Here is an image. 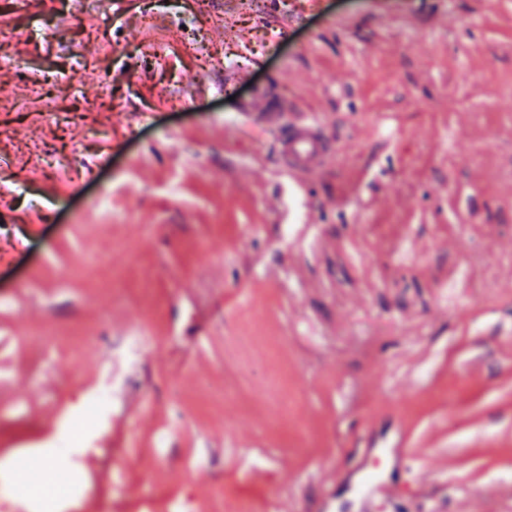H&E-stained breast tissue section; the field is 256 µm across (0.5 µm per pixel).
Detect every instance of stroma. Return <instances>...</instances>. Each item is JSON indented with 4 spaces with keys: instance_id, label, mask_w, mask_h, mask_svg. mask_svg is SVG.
<instances>
[{
    "instance_id": "1",
    "label": "stroma",
    "mask_w": 512,
    "mask_h": 512,
    "mask_svg": "<svg viewBox=\"0 0 512 512\" xmlns=\"http://www.w3.org/2000/svg\"><path fill=\"white\" fill-rule=\"evenodd\" d=\"M0 22V512L52 471L83 512H311L334 479L335 512H512V0ZM273 112L331 147L306 224ZM401 424L416 493L359 505L358 436Z\"/></svg>"
}]
</instances>
